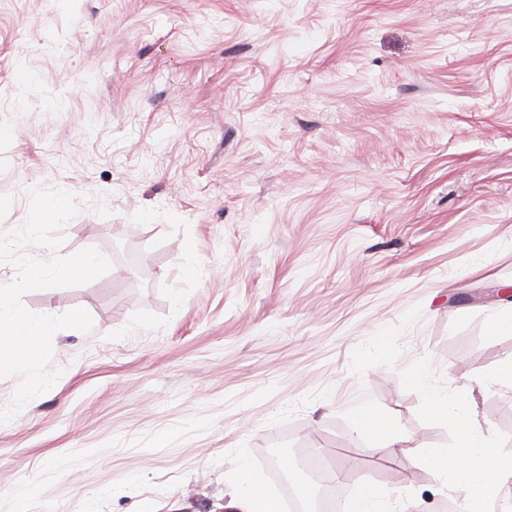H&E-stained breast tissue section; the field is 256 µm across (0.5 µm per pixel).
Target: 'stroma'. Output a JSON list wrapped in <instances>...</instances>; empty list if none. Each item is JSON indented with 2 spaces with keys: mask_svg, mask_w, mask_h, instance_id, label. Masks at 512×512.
<instances>
[{
  "mask_svg": "<svg viewBox=\"0 0 512 512\" xmlns=\"http://www.w3.org/2000/svg\"><path fill=\"white\" fill-rule=\"evenodd\" d=\"M79 195L26 292L89 312L63 374L0 424V512H225L273 436L396 512L459 492L354 434L372 405L449 448L407 384L465 397L512 456V0H0V233ZM36 250V257L53 254ZM385 353H378V345Z\"/></svg>",
  "mask_w": 512,
  "mask_h": 512,
  "instance_id": "obj_1",
  "label": "stroma"
}]
</instances>
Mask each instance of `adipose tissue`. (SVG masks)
Masks as SVG:
<instances>
[{
	"label": "adipose tissue",
	"instance_id": "adipose-tissue-1",
	"mask_svg": "<svg viewBox=\"0 0 512 512\" xmlns=\"http://www.w3.org/2000/svg\"><path fill=\"white\" fill-rule=\"evenodd\" d=\"M410 381L424 392L429 416L453 426L452 448L429 449L421 457L443 475L444 489L463 490L461 512H512V458L500 453L492 436L477 423L470 403L449 396L424 373H414ZM351 423L355 433L380 448L392 449L402 442L397 426L373 406L357 407ZM237 487V495L228 503L232 512H280L278 499L262 487L248 461L238 467Z\"/></svg>",
	"mask_w": 512,
	"mask_h": 512
}]
</instances>
